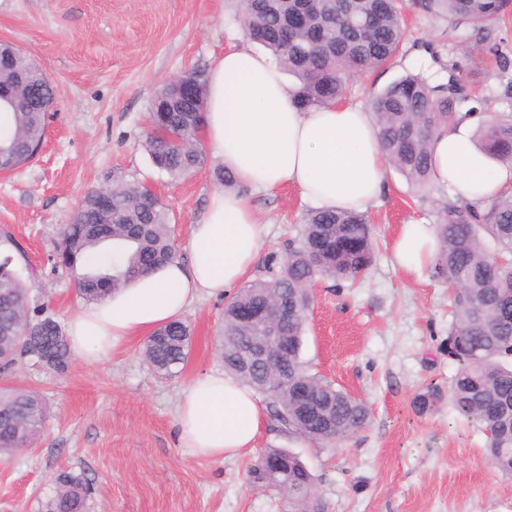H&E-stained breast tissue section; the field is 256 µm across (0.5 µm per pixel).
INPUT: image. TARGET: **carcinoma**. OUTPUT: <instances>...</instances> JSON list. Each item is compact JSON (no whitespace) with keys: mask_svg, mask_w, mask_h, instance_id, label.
Wrapping results in <instances>:
<instances>
[{"mask_svg":"<svg viewBox=\"0 0 512 512\" xmlns=\"http://www.w3.org/2000/svg\"><path fill=\"white\" fill-rule=\"evenodd\" d=\"M512 0H414L426 12H443L456 25L480 30L495 23ZM237 20L245 38L269 51L280 68L297 80L301 110L342 99L354 74L386 69L399 54L404 35L400 0H236ZM0 48V85L18 103L0 112V168L10 171L31 161L47 133V118L58 93L43 70L23 54L5 61ZM18 69L30 80L14 87ZM192 74L199 93L192 102L171 100L159 87L150 104L149 130L142 147L152 164L172 179L207 165L200 133L206 116V71ZM470 98L453 72L432 83L422 73L406 72L373 99L380 147L387 161L413 187L432 184V141L439 129ZM476 142L496 163L512 167V114L482 124ZM103 188L86 192L59 231L53 256L56 268L73 278L86 303L101 301L133 280L176 258L169 210L149 199L141 184L112 189V209L104 213ZM112 225V237L99 236L97 225ZM439 247L430 273L448 285L453 320L448 357L457 363L450 401L462 416L479 423L487 439V459L512 478V193L484 207L448 202L438 211ZM374 263L367 215L355 210L312 209L303 218L301 238L288 245L280 270L237 289L224 304L219 355L224 370L269 399L276 419L288 432L331 444L365 428L370 411L362 402L310 373L301 360L311 286L319 278L341 288L362 277ZM34 270L25 262L12 233L0 229V375L10 376L32 359L62 374L71 363L67 336L58 321L32 305L27 286ZM288 300L284 328L288 356L273 363H244L257 335L254 317L273 298ZM192 330L183 321L157 329L144 342L143 354L163 376L183 366ZM440 390L425 387L415 409L432 411ZM47 418L44 399L20 386L0 387V456L30 446ZM253 482L285 489L294 512H319L316 479L288 448H268L249 469ZM91 482L82 471L62 470L44 512H87Z\"/></svg>","mask_w":512,"mask_h":512,"instance_id":"cac0c4a2","label":"carcinoma"}]
</instances>
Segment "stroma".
<instances>
[{
  "label": "stroma",
  "mask_w": 512,
  "mask_h": 512,
  "mask_svg": "<svg viewBox=\"0 0 512 512\" xmlns=\"http://www.w3.org/2000/svg\"><path fill=\"white\" fill-rule=\"evenodd\" d=\"M400 54L389 68L352 77L343 100L369 104L404 70L431 80L455 72L471 107L512 113V15L476 32L446 15L411 10ZM0 39L20 47L58 90L44 144L30 162L0 175V227L11 229L37 271L31 296L60 324L82 306L72 281L55 271L58 231L85 192L139 183L170 211L177 257L188 261L192 224L216 189V158L175 182L142 147L150 101L170 75L209 67L215 55L246 40L233 0H0ZM508 66H500L497 56ZM451 188L416 193L394 169L366 209L376 244L372 269L354 285L324 279L314 289L302 359L371 409L368 426L332 446L309 442L268 420L254 447L214 461L193 456L178 439L176 409L196 377L221 370L223 296L196 300L182 319L193 329L184 368L157 376L135 340L106 360H72L66 374L21 365L17 384L45 400L48 421L31 448L0 456V512H41L62 470L92 480L88 512H292L286 494L252 483L249 466L268 448L296 453L316 477L322 512H512V479L486 459L485 437L450 403L421 415L424 387L448 390L452 321L447 288L409 278L395 265L400 225L436 223ZM266 233L253 278L283 255L310 210L297 192L255 193Z\"/></svg>",
  "instance_id": "obj_1"
}]
</instances>
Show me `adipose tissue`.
<instances>
[{
    "mask_svg": "<svg viewBox=\"0 0 512 512\" xmlns=\"http://www.w3.org/2000/svg\"><path fill=\"white\" fill-rule=\"evenodd\" d=\"M205 139L250 191L291 187L321 208L365 207L385 189L386 162L372 116L359 105L329 104L300 111L294 89L269 55L231 46L213 60L208 77ZM480 115H462L433 143L434 181L482 206L512 190V168L476 144ZM263 227L248 194L217 191L187 240L188 261L173 260L68 322L72 353L97 363L180 318L199 297L228 292L256 264ZM437 247L432 225H401L393 242L398 267L422 278ZM183 447L222 461L254 447L264 420L255 392L236 377L204 374L177 406Z\"/></svg>",
    "mask_w": 512,
    "mask_h": 512,
    "instance_id": "ef3b65f1",
    "label": "adipose tissue"
}]
</instances>
